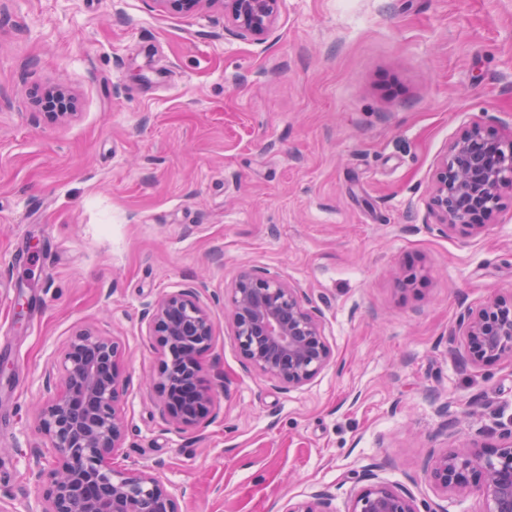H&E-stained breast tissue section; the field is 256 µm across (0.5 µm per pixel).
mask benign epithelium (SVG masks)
Masks as SVG:
<instances>
[{
  "label": "benign epithelium",
  "mask_w": 512,
  "mask_h": 512,
  "mask_svg": "<svg viewBox=\"0 0 512 512\" xmlns=\"http://www.w3.org/2000/svg\"><path fill=\"white\" fill-rule=\"evenodd\" d=\"M183 15L219 6L224 20L241 38L266 34L281 0H151ZM74 98L56 96L52 112L72 115ZM512 188V135L500 138L474 124L450 144L433 178L428 207L446 233L458 227L480 230L499 210L502 193ZM149 335L161 349L154 386L166 422L179 433L206 423L214 387L204 383L201 357L210 350L214 324L210 309L192 286L176 288L144 311ZM224 318L245 366L285 391L315 380L332 360L325 326L304 288L253 267L241 268L224 294ZM461 343L464 364L512 359V298H496L468 309L448 333V344ZM121 343L89 328H79L60 350V384L36 409L40 429L57 451L50 470L35 456L42 491L30 512H179L178 494L162 484L150 467L112 468V453L122 447L127 424L122 410L128 383L120 360ZM495 447L448 448L432 458L428 475L435 488L460 497L479 496L483 512H512V420L499 423ZM380 465L354 474L358 486L349 512H446L440 505H418L403 486H390L378 475ZM335 496L317 490L288 500L284 512H335Z\"/></svg>",
  "instance_id": "obj_1"
}]
</instances>
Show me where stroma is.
<instances>
[{
    "label": "stroma",
    "mask_w": 512,
    "mask_h": 512,
    "mask_svg": "<svg viewBox=\"0 0 512 512\" xmlns=\"http://www.w3.org/2000/svg\"><path fill=\"white\" fill-rule=\"evenodd\" d=\"M58 88L77 113L52 124L33 97ZM474 124L512 135V0H281L248 39L216 10L0 0V506L28 512L32 454L54 456L34 405L90 326L124 348L113 462L157 468L180 512H282L322 488L349 512L374 463L417 500L482 512L427 474L512 421V361L462 368L448 344L466 309L512 295V189L477 232L442 234L428 208ZM244 266L321 311L333 361L311 384L246 368L219 302ZM187 285L215 325L204 379L224 386L216 419L178 433L142 313Z\"/></svg>",
    "instance_id": "35a3bbf8"
}]
</instances>
